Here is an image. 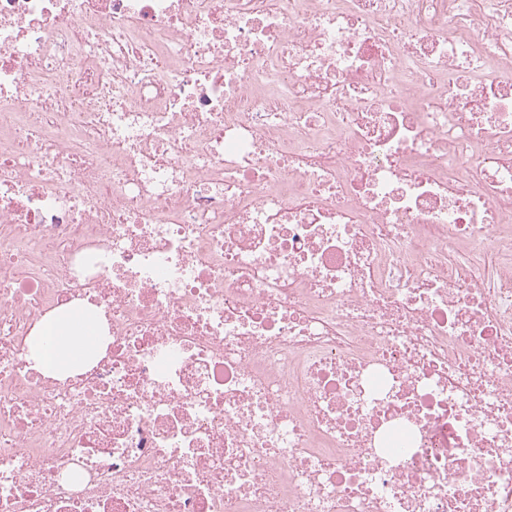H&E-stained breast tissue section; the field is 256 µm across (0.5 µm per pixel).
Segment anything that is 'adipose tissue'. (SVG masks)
<instances>
[{
	"label": "adipose tissue",
	"instance_id": "1",
	"mask_svg": "<svg viewBox=\"0 0 512 512\" xmlns=\"http://www.w3.org/2000/svg\"><path fill=\"white\" fill-rule=\"evenodd\" d=\"M96 331L94 318L86 314L48 316L36 325L28 340L29 357L42 373L60 374L94 351Z\"/></svg>",
	"mask_w": 512,
	"mask_h": 512
}]
</instances>
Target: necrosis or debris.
I'll return each mask as SVG.
<instances>
[{
  "mask_svg": "<svg viewBox=\"0 0 512 512\" xmlns=\"http://www.w3.org/2000/svg\"><path fill=\"white\" fill-rule=\"evenodd\" d=\"M0 512H512V0H0ZM96 331V322L89 315H49L36 325L28 340L29 358L42 373L60 374L94 351Z\"/></svg>",
  "mask_w": 512,
  "mask_h": 512,
  "instance_id": "4bbe7bcc",
  "label": "necrosis or debris"
}]
</instances>
